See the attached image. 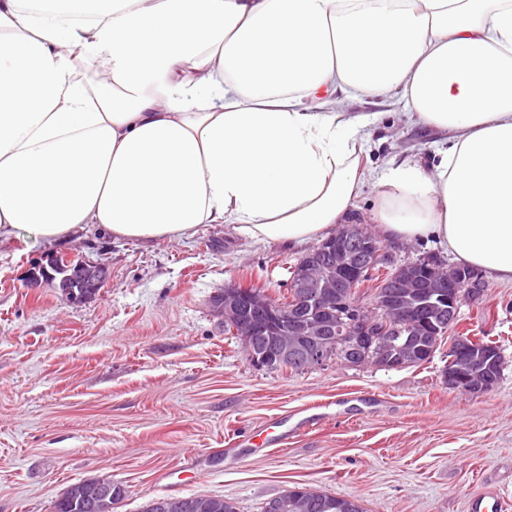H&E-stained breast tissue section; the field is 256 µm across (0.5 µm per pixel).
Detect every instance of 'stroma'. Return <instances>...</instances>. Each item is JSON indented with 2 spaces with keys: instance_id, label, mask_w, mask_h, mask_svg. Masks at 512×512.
<instances>
[{
  "instance_id": "35a3bbf8",
  "label": "stroma",
  "mask_w": 512,
  "mask_h": 512,
  "mask_svg": "<svg viewBox=\"0 0 512 512\" xmlns=\"http://www.w3.org/2000/svg\"><path fill=\"white\" fill-rule=\"evenodd\" d=\"M374 116L370 166L432 156L442 134L405 124L395 98L352 97ZM57 256L105 264L96 299L74 304L31 288L46 248H0V512H52L70 484L105 478L142 512L159 496H221L262 512L293 486L359 500L365 512H469L496 492L512 512V283L484 276L457 332L503 339L501 379L465 395L445 383L448 348L419 366L332 362L302 373L258 369L224 333L213 297L229 284L287 292L302 249L201 226L189 239L140 242L89 230ZM287 445L241 435L304 418Z\"/></svg>"
}]
</instances>
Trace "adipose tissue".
I'll return each mask as SVG.
<instances>
[{
    "label": "adipose tissue",
    "instance_id": "ef3b65f1",
    "mask_svg": "<svg viewBox=\"0 0 512 512\" xmlns=\"http://www.w3.org/2000/svg\"><path fill=\"white\" fill-rule=\"evenodd\" d=\"M453 132L365 167L336 96ZM372 219L512 282V0H0V247L217 225L297 248Z\"/></svg>",
    "mask_w": 512,
    "mask_h": 512
}]
</instances>
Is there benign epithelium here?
Masks as SVG:
<instances>
[{"label": "benign epithelium", "mask_w": 512, "mask_h": 512, "mask_svg": "<svg viewBox=\"0 0 512 512\" xmlns=\"http://www.w3.org/2000/svg\"><path fill=\"white\" fill-rule=\"evenodd\" d=\"M384 260L380 244L365 237L359 225L345 224L291 269L289 287L296 298L291 307H273L268 296L248 293L237 284L224 287L214 306L224 320L237 324V334L245 340L260 334L272 336L267 346L247 345L248 360L255 367L302 358L320 367L328 355L326 336L352 347L359 353L356 360L360 363L368 359L384 368L413 365L416 356L428 359L433 354L443 332L444 311L455 314L462 303L478 301L483 286L476 279L464 278L456 267L434 268L423 282L417 274L420 264L409 262L393 274L396 287L405 289L400 300L380 289L373 310H346L349 302L341 298L343 289ZM53 267L55 273L47 278L57 281L66 298L75 304L94 299L109 279L108 269L99 263L58 261ZM73 283L79 291L71 288ZM441 302L448 308L440 307ZM397 311L412 314L416 325L427 328L423 344L412 347L409 340L401 341L389 331ZM453 352L463 359V366L448 361L444 379L449 387L468 395L492 389L487 381L490 361L473 337H458Z\"/></svg>", "instance_id": "1"}]
</instances>
